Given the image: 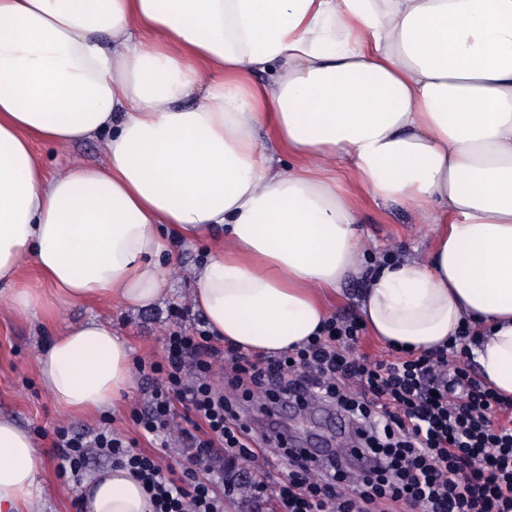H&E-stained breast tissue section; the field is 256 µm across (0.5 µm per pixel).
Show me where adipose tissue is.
Returning a JSON list of instances; mask_svg holds the SVG:
<instances>
[{"mask_svg": "<svg viewBox=\"0 0 512 512\" xmlns=\"http://www.w3.org/2000/svg\"><path fill=\"white\" fill-rule=\"evenodd\" d=\"M263 82H253V75ZM299 158L285 173L254 132ZM102 137L99 165L47 174L32 143ZM348 169L354 191L331 172ZM435 225L426 260L365 266L357 194ZM212 239L193 303L272 353L321 333L351 276L371 334L413 350L480 334L512 397V0H0V283L35 266L59 306L146 310L176 243ZM38 378L74 414L114 406L130 347L96 319L43 348ZM36 443L0 415V512H33ZM84 512H152L112 468Z\"/></svg>", "mask_w": 512, "mask_h": 512, "instance_id": "1", "label": "adipose tissue"}]
</instances>
